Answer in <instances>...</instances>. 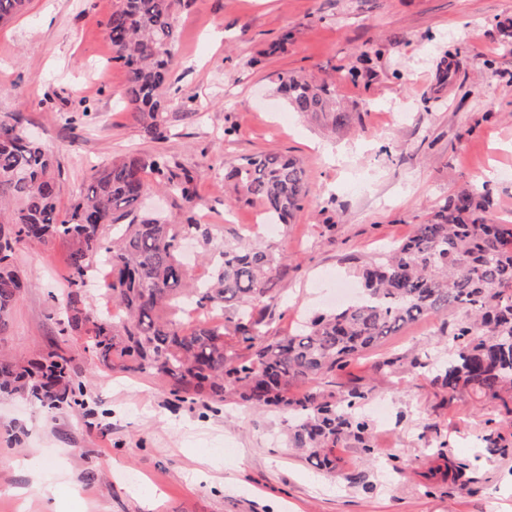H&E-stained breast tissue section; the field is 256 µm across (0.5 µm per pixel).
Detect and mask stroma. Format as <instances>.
<instances>
[{"label": "stroma", "instance_id": "stroma-1", "mask_svg": "<svg viewBox=\"0 0 512 512\" xmlns=\"http://www.w3.org/2000/svg\"><path fill=\"white\" fill-rule=\"evenodd\" d=\"M115 6L30 0L1 25L0 119L19 118L55 155L63 212L88 167L165 152L193 178L196 202L162 195L152 207L175 224L214 225L213 248L248 233L287 253L271 333L331 308L337 281L357 283L460 187L486 179L492 219L512 223V0H181L159 141L124 104L127 77L105 37ZM365 51L378 54L372 70L351 80ZM287 71L335 82L351 127L328 138L289 110L276 82ZM262 153L306 171L304 208L276 237L263 232L259 203H225V169ZM68 252L59 241L18 247L28 286L0 353L57 346L86 406L48 418L0 397V512H47L46 486L60 512H512V413L438 378L453 320L424 318L339 373L337 390L370 387L362 413L374 453L334 449L328 475L285 444V412L173 402L156 379L106 367L59 335ZM389 354L402 363L378 371ZM19 457L41 467L42 487Z\"/></svg>", "mask_w": 512, "mask_h": 512}]
</instances>
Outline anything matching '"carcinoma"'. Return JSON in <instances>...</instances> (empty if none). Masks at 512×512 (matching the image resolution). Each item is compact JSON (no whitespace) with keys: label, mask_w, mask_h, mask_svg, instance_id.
Returning <instances> with one entry per match:
<instances>
[{"label":"carcinoma","mask_w":512,"mask_h":512,"mask_svg":"<svg viewBox=\"0 0 512 512\" xmlns=\"http://www.w3.org/2000/svg\"><path fill=\"white\" fill-rule=\"evenodd\" d=\"M27 3L0 0V22ZM177 17L178 0H118L105 26L112 60L127 75L126 105L155 140L164 137L162 101L178 66ZM277 90L291 110L333 131L352 125L351 112L325 82L286 72ZM58 170L18 119L0 120V332L27 287L15 265L16 247L66 241L70 291L58 334L87 337L85 349L100 363L153 375L181 403L205 397L222 405L232 395L258 408L283 409L288 444L304 449L328 473L336 469L329 448L352 440L373 452L369 423L356 412L369 389L337 395L320 385L423 317L462 313L450 337L454 352L441 365L449 389L462 384L501 401L512 392V224L487 218V192L463 188L448 195L432 219L363 267L356 301L313 316L292 334L270 336L266 327L281 303L274 279L286 270L287 256L269 246L226 242L211 279L202 287L187 285L180 240L194 233L209 242L213 231L143 211L144 198L160 190L195 202L191 179H177L166 153L132 154L90 170L86 190L63 215ZM224 179L232 182V200L261 203L275 224L290 223L307 197L301 162L278 153L244 158ZM99 259L110 265L105 293L121 318L97 316L87 302ZM180 302L204 319L183 328ZM226 336L236 342L226 343ZM304 384L308 391L290 394ZM0 392L21 394L49 414L85 406L71 358L56 350L28 360L0 354Z\"/></svg>","instance_id":"obj_1"}]
</instances>
